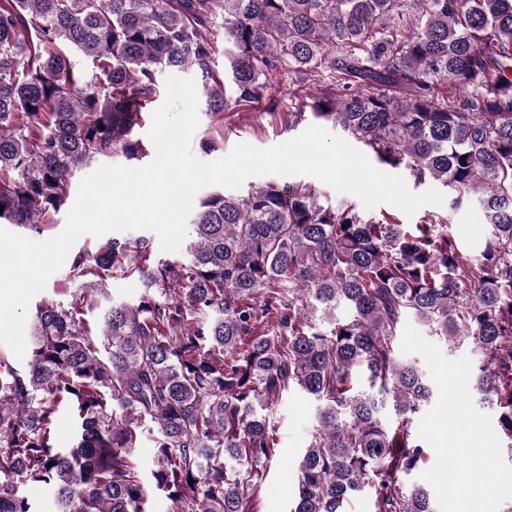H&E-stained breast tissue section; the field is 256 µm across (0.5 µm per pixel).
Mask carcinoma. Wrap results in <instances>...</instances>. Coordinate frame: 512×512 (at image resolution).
Wrapping results in <instances>:
<instances>
[{
  "mask_svg": "<svg viewBox=\"0 0 512 512\" xmlns=\"http://www.w3.org/2000/svg\"><path fill=\"white\" fill-rule=\"evenodd\" d=\"M218 14L232 61L213 84ZM62 44L98 73L80 82ZM193 68L215 114L282 70L330 73L336 85L303 107L452 206L478 198L484 248L464 260L445 218L413 235L268 182L201 199L186 261L155 260L144 239L75 255L81 288L36 305L27 366L0 354V512H38L27 483L56 512H148L132 460L146 434L175 512H249L275 455L269 406L293 387L317 405L293 512H348L366 490L374 512H435L403 482L426 458L409 424L431 396L396 351L405 317L481 351L472 389L512 451V0H0V223L48 224L73 169L139 157L156 74ZM134 275L141 296L112 303L92 334L84 316L106 280ZM63 404L78 439L57 450Z\"/></svg>",
  "mask_w": 512,
  "mask_h": 512,
  "instance_id": "carcinoma-1",
  "label": "carcinoma"
}]
</instances>
